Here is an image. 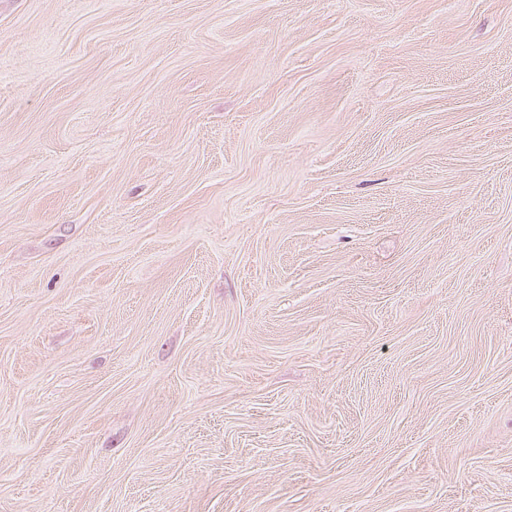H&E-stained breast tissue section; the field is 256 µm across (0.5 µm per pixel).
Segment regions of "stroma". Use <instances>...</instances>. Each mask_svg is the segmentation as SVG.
I'll use <instances>...</instances> for the list:
<instances>
[{"mask_svg":"<svg viewBox=\"0 0 512 512\" xmlns=\"http://www.w3.org/2000/svg\"><path fill=\"white\" fill-rule=\"evenodd\" d=\"M0 512H512V0H0Z\"/></svg>","mask_w":512,"mask_h":512,"instance_id":"obj_1","label":"stroma"}]
</instances>
